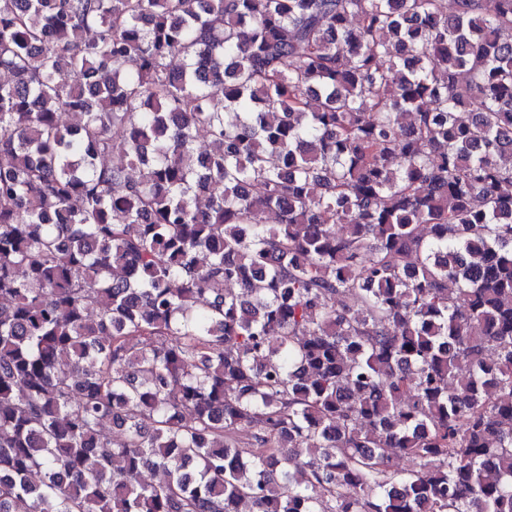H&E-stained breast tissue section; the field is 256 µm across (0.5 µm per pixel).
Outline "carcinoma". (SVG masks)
I'll return each instance as SVG.
<instances>
[{"label":"carcinoma","mask_w":512,"mask_h":512,"mask_svg":"<svg viewBox=\"0 0 512 512\" xmlns=\"http://www.w3.org/2000/svg\"><path fill=\"white\" fill-rule=\"evenodd\" d=\"M0 74V512H512V0H0Z\"/></svg>","instance_id":"1"}]
</instances>
